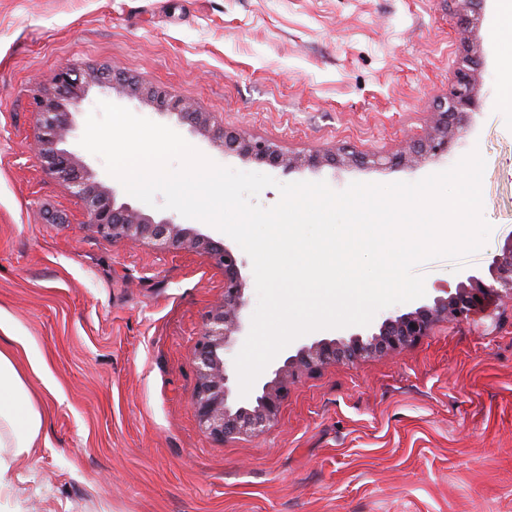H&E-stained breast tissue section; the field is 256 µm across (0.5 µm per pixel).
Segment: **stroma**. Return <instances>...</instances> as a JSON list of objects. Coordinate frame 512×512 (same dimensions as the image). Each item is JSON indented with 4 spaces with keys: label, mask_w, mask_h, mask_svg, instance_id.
Masks as SVG:
<instances>
[{
    "label": "stroma",
    "mask_w": 512,
    "mask_h": 512,
    "mask_svg": "<svg viewBox=\"0 0 512 512\" xmlns=\"http://www.w3.org/2000/svg\"><path fill=\"white\" fill-rule=\"evenodd\" d=\"M501 0H0V347L43 413L0 512H512V302L437 323L402 352L340 362L291 384L277 421L222 440L190 397L194 346L224 297L202 250L100 236L84 201L36 158V93L60 66L120 69L135 94L89 89L72 133L85 169L127 194L79 141L98 102L166 125L219 165L277 183L415 182L471 151L486 161L484 246L417 264L425 286L485 266L512 237V28ZM478 63L473 118L447 153L402 163L406 135L443 109L463 57ZM167 87L218 127L290 155L283 169L222 155L144 91ZM384 157L352 163L346 153Z\"/></svg>",
    "instance_id": "35a3bbf8"
}]
</instances>
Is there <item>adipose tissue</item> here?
Listing matches in <instances>:
<instances>
[{
  "label": "adipose tissue",
  "mask_w": 512,
  "mask_h": 512,
  "mask_svg": "<svg viewBox=\"0 0 512 512\" xmlns=\"http://www.w3.org/2000/svg\"><path fill=\"white\" fill-rule=\"evenodd\" d=\"M43 415L9 354L0 350V495L10 489L18 456L40 438Z\"/></svg>",
  "instance_id": "1"
}]
</instances>
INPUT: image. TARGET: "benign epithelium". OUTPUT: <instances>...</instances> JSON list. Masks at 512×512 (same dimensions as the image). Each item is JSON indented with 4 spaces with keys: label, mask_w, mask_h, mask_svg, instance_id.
<instances>
[{
    "label": "benign epithelium",
    "mask_w": 512,
    "mask_h": 512,
    "mask_svg": "<svg viewBox=\"0 0 512 512\" xmlns=\"http://www.w3.org/2000/svg\"><path fill=\"white\" fill-rule=\"evenodd\" d=\"M96 75L83 76L67 66L59 68L57 87L69 93L77 107L86 89L99 82ZM474 61L464 58L448 88L447 108L440 113L435 131L413 148V163L437 155L457 136L461 121L474 102ZM159 110L174 114L191 124L193 130L213 140L226 154L268 160L276 167L296 168L319 163L316 155L289 157L266 140L222 130H213L215 119L195 112L185 99L168 89H154ZM36 123L41 131L35 153L44 170L66 180L73 192L85 202V223L105 238L125 239L132 243L149 239L160 247L202 249L211 261L224 268V301L208 315L204 331L194 347L198 379L190 402L200 425L209 435L220 439L258 436L278 417L281 401L301 374H312L338 362H355L373 355L397 353L427 335L439 321L466 322L487 312L501 298H512V239L488 262L487 269L472 271L458 279L455 286L438 288L432 302L388 314L377 329L368 334L354 333L348 338L321 339L304 345L287 356L270 376L257 381L255 396L248 406L228 404L230 388L227 355L246 331L244 310V266L233 247L207 238L190 228L167 219H157L120 202L115 192L100 193L86 182L76 154L67 147L74 126V113L62 111L51 98L36 97Z\"/></svg>",
    "instance_id": "obj_1"
}]
</instances>
